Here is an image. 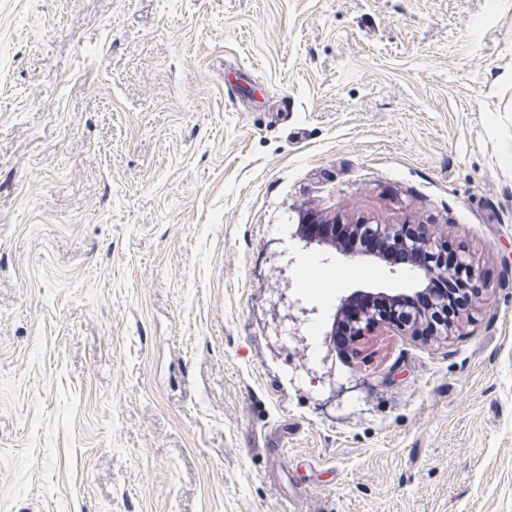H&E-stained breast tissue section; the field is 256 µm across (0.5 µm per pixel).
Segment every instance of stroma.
I'll list each match as a JSON object with an SVG mask.
<instances>
[{
    "label": "stroma",
    "mask_w": 512,
    "mask_h": 512,
    "mask_svg": "<svg viewBox=\"0 0 512 512\" xmlns=\"http://www.w3.org/2000/svg\"><path fill=\"white\" fill-rule=\"evenodd\" d=\"M311 214L486 298L338 354ZM0 512H512V0H0ZM365 237L374 238L384 243L381 250L345 252L343 255L354 260L372 259L387 264L391 270L400 265L393 260L392 252L400 247H408L415 253H428L438 257L439 253L447 247V236H441L426 224H371L358 220L356 224H345ZM451 243V242H448ZM453 263L454 265H457L459 268L466 269L473 281L474 288L472 289V296L470 297V300L468 302L471 303L473 296L479 294V288L478 281L480 280L481 273L479 268L476 266L474 258L470 251L462 246H457V252L453 256Z\"/></svg>",
    "instance_id": "1"
}]
</instances>
